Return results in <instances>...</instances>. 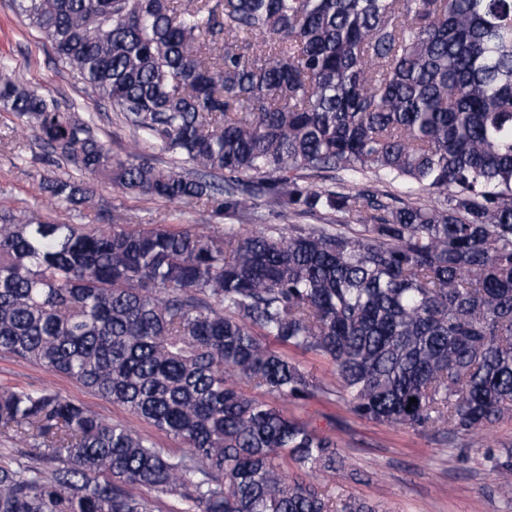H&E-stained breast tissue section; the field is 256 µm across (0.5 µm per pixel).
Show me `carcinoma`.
Instances as JSON below:
<instances>
[{"label": "carcinoma", "instance_id": "carcinoma-1", "mask_svg": "<svg viewBox=\"0 0 512 512\" xmlns=\"http://www.w3.org/2000/svg\"><path fill=\"white\" fill-rule=\"evenodd\" d=\"M160 167L72 104L0 76V104L99 187L324 224L91 227L0 215V352L65 375L186 445L48 386L0 388V512H382L316 483L335 435L279 401L464 456L512 419V0H15ZM334 172V187L300 181ZM297 351L332 367L317 381ZM417 403L409 404L410 398ZM512 502V445L487 446Z\"/></svg>", "mask_w": 512, "mask_h": 512}]
</instances>
